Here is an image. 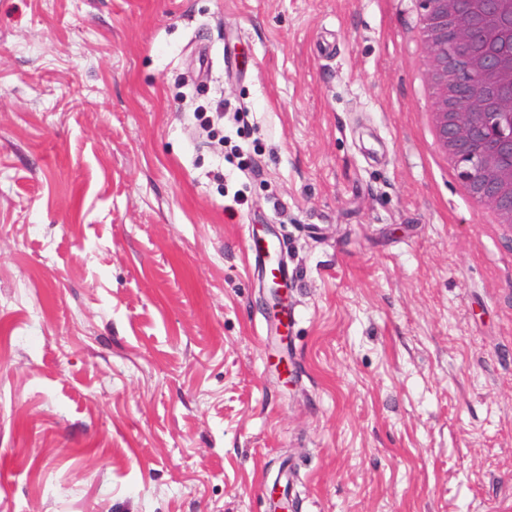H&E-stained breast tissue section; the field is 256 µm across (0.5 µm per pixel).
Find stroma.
<instances>
[{
	"label": "stroma",
	"instance_id": "obj_1",
	"mask_svg": "<svg viewBox=\"0 0 512 512\" xmlns=\"http://www.w3.org/2000/svg\"><path fill=\"white\" fill-rule=\"evenodd\" d=\"M416 15L0 0V512H273L284 461L290 512H512V237L436 157ZM248 252L254 256V261H259L262 265L265 276H277L280 280V285L288 288V268L278 259V253L281 250V242L275 243L265 237L248 235ZM279 286L276 282L271 281L270 286L264 283L262 288H270V299L272 300L271 307L273 309L282 307L284 288Z\"/></svg>",
	"mask_w": 512,
	"mask_h": 512
}]
</instances>
